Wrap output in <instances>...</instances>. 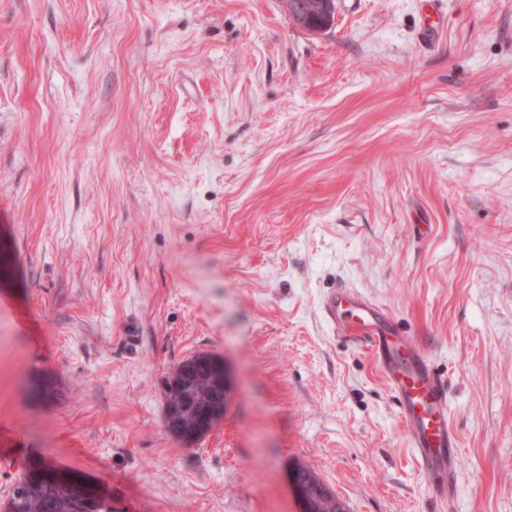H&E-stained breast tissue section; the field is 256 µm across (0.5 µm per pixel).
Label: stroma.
I'll return each instance as SVG.
<instances>
[{
	"instance_id": "obj_1",
	"label": "stroma",
	"mask_w": 512,
	"mask_h": 512,
	"mask_svg": "<svg viewBox=\"0 0 512 512\" xmlns=\"http://www.w3.org/2000/svg\"><path fill=\"white\" fill-rule=\"evenodd\" d=\"M346 283L448 382L455 512H512V0H0V498L39 457L112 512H435ZM223 357L187 447L163 379ZM51 383L52 395L32 393ZM216 364L222 376L224 391H220L217 387L212 386L215 366L209 361L198 364L191 369V374L199 381L196 404L199 405L198 411L200 415L209 414L220 402L224 407V415L233 397L231 377L228 368L224 364V360L220 359Z\"/></svg>"
}]
</instances>
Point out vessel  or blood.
<instances>
[{
    "label": "vessel or blood",
    "mask_w": 512,
    "mask_h": 512,
    "mask_svg": "<svg viewBox=\"0 0 512 512\" xmlns=\"http://www.w3.org/2000/svg\"><path fill=\"white\" fill-rule=\"evenodd\" d=\"M328 322L365 340L398 401L399 416L438 512H454L459 487L458 435L450 422L451 398L420 343L404 335L387 311L358 290L330 289L322 301Z\"/></svg>",
    "instance_id": "1"
}]
</instances>
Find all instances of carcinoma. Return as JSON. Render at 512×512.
I'll return each mask as SVG.
<instances>
[{
	"label": "carcinoma",
	"mask_w": 512,
	"mask_h": 512,
	"mask_svg": "<svg viewBox=\"0 0 512 512\" xmlns=\"http://www.w3.org/2000/svg\"><path fill=\"white\" fill-rule=\"evenodd\" d=\"M191 374L199 381L196 404L201 415H207L218 404L224 402V392L213 386L215 366L210 362L198 364L191 369ZM164 390V424L166 431L185 446H190L189 437L193 422L185 416H176L174 412L182 406V399L177 389L169 381H163ZM45 459H32L24 463L18 477L7 496L0 501V512H112V504L99 495L88 500L81 489L67 484H47L40 478ZM300 475L312 495L324 491L325 483L311 467L304 465Z\"/></svg>",
	"instance_id": "cac0c4a2"
}]
</instances>
